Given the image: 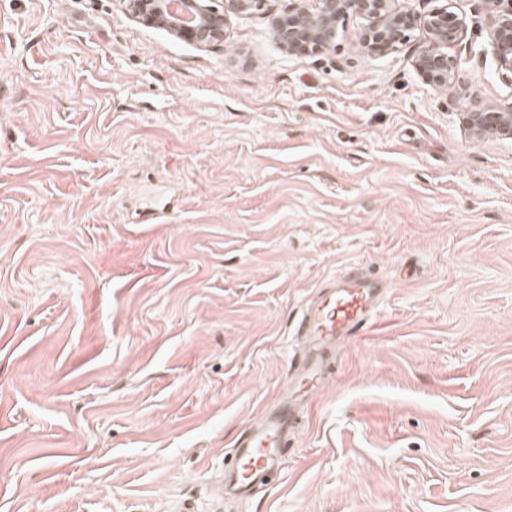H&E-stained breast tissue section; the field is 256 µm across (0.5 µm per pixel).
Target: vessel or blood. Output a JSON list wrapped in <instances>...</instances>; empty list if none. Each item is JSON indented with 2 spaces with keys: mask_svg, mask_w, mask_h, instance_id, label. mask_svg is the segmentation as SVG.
Masks as SVG:
<instances>
[{
  "mask_svg": "<svg viewBox=\"0 0 512 512\" xmlns=\"http://www.w3.org/2000/svg\"><path fill=\"white\" fill-rule=\"evenodd\" d=\"M382 296L378 280L347 271L332 277L297 322L305 349L288 377L287 402L267 411L234 445L224 483L239 496L249 497L255 482L281 464V444L295 404L309 401L324 381L323 353L358 335L373 321Z\"/></svg>",
  "mask_w": 512,
  "mask_h": 512,
  "instance_id": "obj_1",
  "label": "vessel or blood"
}]
</instances>
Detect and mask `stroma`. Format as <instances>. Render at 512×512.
Instances as JSON below:
<instances>
[{"label": "stroma", "mask_w": 512, "mask_h": 512, "mask_svg": "<svg viewBox=\"0 0 512 512\" xmlns=\"http://www.w3.org/2000/svg\"><path fill=\"white\" fill-rule=\"evenodd\" d=\"M207 49L122 0H0V512H512V95L360 46ZM358 265L377 317L327 354L279 474L215 484L286 394L296 322ZM507 105H493L464 112V124L469 134L479 138L512 139V95Z\"/></svg>", "instance_id": "stroma-1"}]
</instances>
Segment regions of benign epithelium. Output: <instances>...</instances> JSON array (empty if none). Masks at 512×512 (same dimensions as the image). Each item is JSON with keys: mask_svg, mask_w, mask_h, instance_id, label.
<instances>
[{"mask_svg": "<svg viewBox=\"0 0 512 512\" xmlns=\"http://www.w3.org/2000/svg\"><path fill=\"white\" fill-rule=\"evenodd\" d=\"M128 14L151 28H162L175 39L199 48H209L224 39L232 17L264 15L269 0H187L195 24L170 13V0H123ZM396 0H296L283 16L272 19L269 34L288 55H307L329 50L338 29L351 15L366 21L361 47L370 55L387 56L410 39L418 28L427 32L428 44L414 57L413 68L423 84L438 90L451 84L468 63L463 55L448 49L461 44L468 31L467 17L444 4L425 15L395 5ZM487 32V52L505 83L512 87V0H482ZM469 134L479 138L512 139V102L464 113Z\"/></svg>", "mask_w": 512, "mask_h": 512, "instance_id": "benign-epithelium-1", "label": "benign epithelium"}]
</instances>
